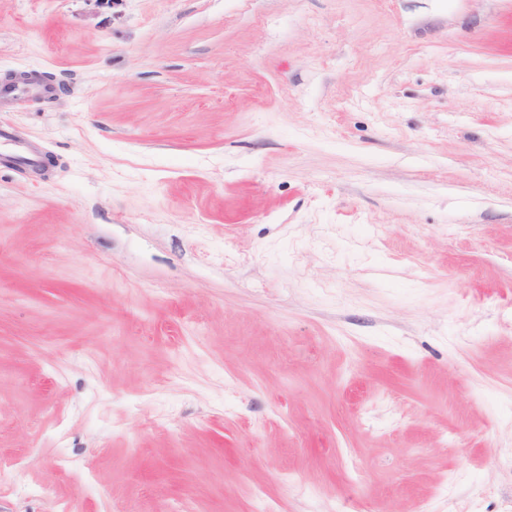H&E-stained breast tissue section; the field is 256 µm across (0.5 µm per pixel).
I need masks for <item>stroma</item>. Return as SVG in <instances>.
Wrapping results in <instances>:
<instances>
[{
	"label": "stroma",
	"mask_w": 512,
	"mask_h": 512,
	"mask_svg": "<svg viewBox=\"0 0 512 512\" xmlns=\"http://www.w3.org/2000/svg\"><path fill=\"white\" fill-rule=\"evenodd\" d=\"M0 512H512V0H0ZM7 147L14 150L16 159L20 163L31 168H37L40 165L41 158L38 153L23 147L10 132L0 128V153Z\"/></svg>",
	"instance_id": "1"
}]
</instances>
